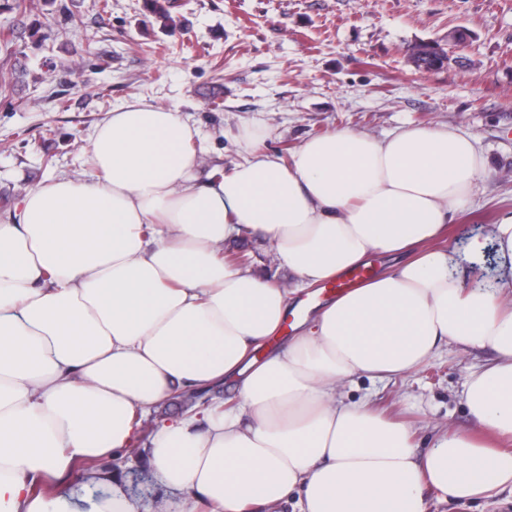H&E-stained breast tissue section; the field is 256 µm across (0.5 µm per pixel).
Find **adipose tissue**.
<instances>
[{"label": "adipose tissue", "mask_w": 512, "mask_h": 512, "mask_svg": "<svg viewBox=\"0 0 512 512\" xmlns=\"http://www.w3.org/2000/svg\"><path fill=\"white\" fill-rule=\"evenodd\" d=\"M197 129L134 98L89 136L94 172L26 189L0 218V512H140L111 471H77L136 438L135 413L227 380L235 403L164 423L146 458L175 500L162 512H244L298 494L300 512H423L512 487V214L490 225L497 284L463 291L434 241L479 192L480 138L408 126L339 130L288 164L247 151L198 178ZM276 252L280 284L224 261L242 230ZM374 254L392 265L325 304L263 361L301 291ZM491 349L466 403L476 428L417 454L408 428L345 402L356 375L390 380L443 346ZM49 482L53 492L35 493Z\"/></svg>", "instance_id": "1"}]
</instances>
